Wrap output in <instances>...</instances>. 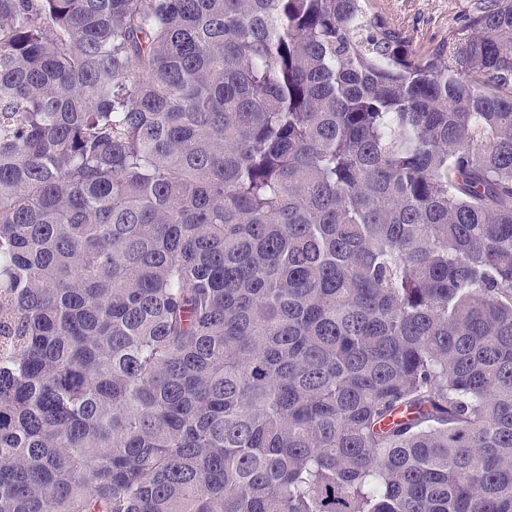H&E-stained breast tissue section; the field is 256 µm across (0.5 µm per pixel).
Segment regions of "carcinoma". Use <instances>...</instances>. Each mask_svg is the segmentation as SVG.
<instances>
[{"instance_id":"obj_1","label":"carcinoma","mask_w":512,"mask_h":512,"mask_svg":"<svg viewBox=\"0 0 512 512\" xmlns=\"http://www.w3.org/2000/svg\"><path fill=\"white\" fill-rule=\"evenodd\" d=\"M0 512H512V0H0ZM392 28L419 50L435 48L448 38V27L461 22L471 0H373Z\"/></svg>"}]
</instances>
